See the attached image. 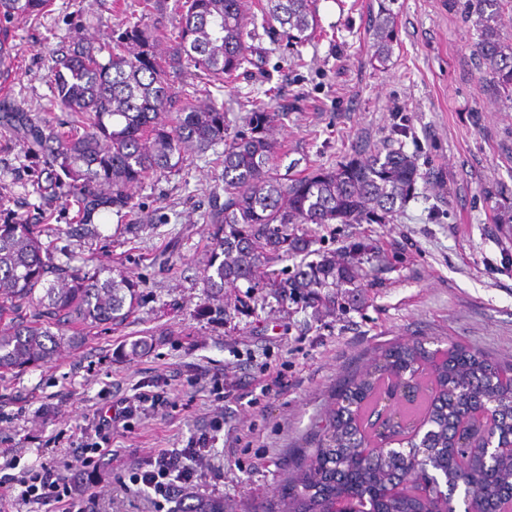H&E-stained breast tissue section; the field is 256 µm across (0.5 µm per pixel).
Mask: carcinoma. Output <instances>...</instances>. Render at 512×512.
Here are the masks:
<instances>
[{"instance_id": "cac0c4a2", "label": "carcinoma", "mask_w": 512, "mask_h": 512, "mask_svg": "<svg viewBox=\"0 0 512 512\" xmlns=\"http://www.w3.org/2000/svg\"><path fill=\"white\" fill-rule=\"evenodd\" d=\"M315 0H266L263 25L273 36L300 44L315 32ZM394 0H378L369 29L386 47L395 37ZM498 0H477L481 38L478 52L490 81L512 96V45L501 40ZM50 0H0V73L11 63V28L19 19L36 20ZM178 31L159 36L140 17H131L113 46L102 50L81 39L60 41L51 70L55 100L73 112L77 124L58 132L38 115L0 99V127L35 158L58 168L65 196L77 206L75 224L83 230L102 211L129 207V188L150 175L176 168L189 147L224 141V203L210 216L213 247L202 282L211 303L200 316L222 321L224 289L247 284L240 300L247 312L263 286L281 301L323 305L338 289L354 285L345 263L331 258L307 262L291 273L260 284L257 269L308 250L310 240L288 232L295 224H353L389 220L415 189V162L398 151L376 152L336 168L293 178L270 175L275 158L268 136L286 100L271 111L262 103L245 117L247 132L228 137L224 110L216 104L185 99L172 78L193 66L225 83L251 62L243 24V0H184ZM45 228L10 217L0 224V372L38 365L80 341L69 327L117 325L135 313L137 285L122 275L80 273L53 263L42 241ZM32 308L15 318V304ZM498 365L461 345L430 349L426 342L397 343L381 351L370 368L344 379L336 408L308 449L309 464L288 476V490L275 496L265 512H327L340 495L369 512H423L419 489L434 497L459 489L474 512L512 508V388ZM407 377L423 397L405 427L396 432L412 443L418 425L428 430L433 470L407 472L396 455H369L354 449L379 439L371 414L381 405L394 378ZM490 413V431L469 421L476 410Z\"/></svg>"}]
</instances>
